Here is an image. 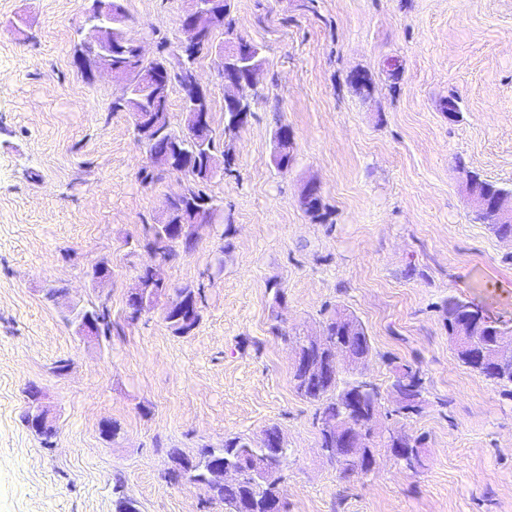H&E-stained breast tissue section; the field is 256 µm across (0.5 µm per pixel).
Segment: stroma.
Returning a JSON list of instances; mask_svg holds the SVG:
<instances>
[{"mask_svg":"<svg viewBox=\"0 0 512 512\" xmlns=\"http://www.w3.org/2000/svg\"><path fill=\"white\" fill-rule=\"evenodd\" d=\"M88 6L0 0V512H117L122 499L138 512H224L201 486L168 478L172 452L233 436L257 445L272 425L288 445L287 512H512V402L459 361L440 311L451 294L483 302L512 336V241L477 220L457 168L512 184V0H231L238 35L263 49L260 99L225 134L218 61L200 58L236 170L209 186L223 236L171 262L139 242L187 180L142 181L132 120L108 110L123 83L74 61ZM187 6L123 0L146 57L159 41L177 46ZM358 71L371 93L353 85ZM281 124L295 142L285 170L274 162ZM310 182L320 222L299 202ZM98 261L111 279H91ZM148 265L170 284L203 285L190 334L158 306L128 322V291ZM55 283L68 289L61 307L44 298ZM101 303L121 327L109 340L63 318ZM337 307L371 339L361 372L380 391L382 425L424 439L417 471L379 448L374 470L345 482L319 448L290 338L321 333ZM391 357L423 372L420 414L393 415ZM33 387L57 422L49 448L23 421ZM107 423L120 428L111 441Z\"/></svg>","mask_w":512,"mask_h":512,"instance_id":"obj_1","label":"stroma"}]
</instances>
